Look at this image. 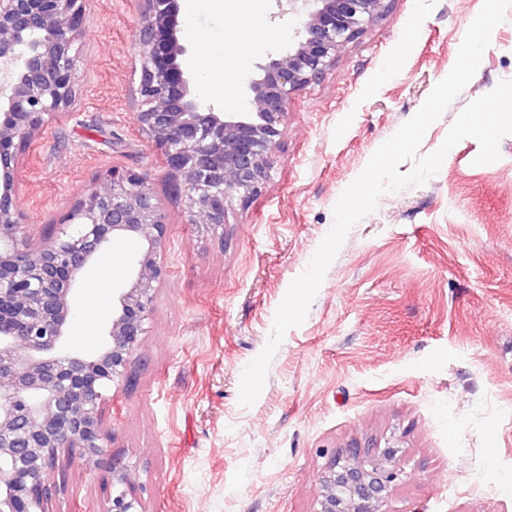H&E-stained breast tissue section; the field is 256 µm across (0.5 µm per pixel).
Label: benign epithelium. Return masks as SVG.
<instances>
[{
    "label": "benign epithelium",
    "instance_id": "obj_1",
    "mask_svg": "<svg viewBox=\"0 0 512 512\" xmlns=\"http://www.w3.org/2000/svg\"><path fill=\"white\" fill-rule=\"evenodd\" d=\"M145 2L137 121L162 149L186 222L201 216L222 232L229 203L248 206L268 181L291 94L321 79L387 0H288L302 24L292 48L261 67L244 112L200 104L180 63L179 0ZM85 27L83 0H0V512H49L72 464L91 469L109 456L107 392L126 381L167 275L166 215L144 172L112 170L109 184L53 218L56 231L37 244L19 221L14 171L45 117L72 102L73 45ZM127 239L139 250L126 287L112 293L102 341L90 355L74 351V294ZM404 474L396 443L353 441L320 473L316 512H388ZM107 483L103 512H143L120 463Z\"/></svg>",
    "mask_w": 512,
    "mask_h": 512
}]
</instances>
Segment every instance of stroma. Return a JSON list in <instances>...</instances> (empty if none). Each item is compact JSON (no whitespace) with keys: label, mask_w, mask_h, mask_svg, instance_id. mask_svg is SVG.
I'll return each instance as SVG.
<instances>
[{"label":"stroma","mask_w":512,"mask_h":512,"mask_svg":"<svg viewBox=\"0 0 512 512\" xmlns=\"http://www.w3.org/2000/svg\"><path fill=\"white\" fill-rule=\"evenodd\" d=\"M483 0H389L323 77L295 92L269 181L232 205L223 237L186 222L161 149L141 130L144 0H86L76 95L15 174L26 235L40 240L112 169L138 168L167 218V277L104 423L144 512H315L319 475L351 440L398 441L405 474L389 512H512V135L479 165L459 141L420 186L381 195L347 234L305 321L289 328L263 389L238 400L246 365L376 149L451 71ZM263 47L202 105L240 109ZM512 80V8L481 63L426 130L436 151L476 98ZM74 300L68 345L86 354L105 317ZM104 469L73 465L53 512H102Z\"/></svg>","instance_id":"1"}]
</instances>
